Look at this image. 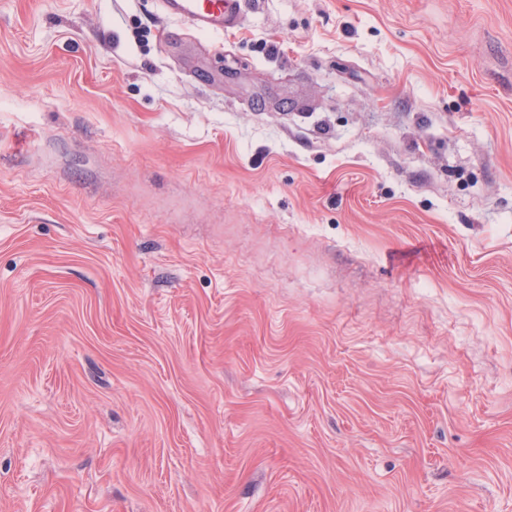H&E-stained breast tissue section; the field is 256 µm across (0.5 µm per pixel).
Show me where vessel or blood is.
Masks as SVG:
<instances>
[{"label": "vessel or blood", "instance_id": "1", "mask_svg": "<svg viewBox=\"0 0 512 512\" xmlns=\"http://www.w3.org/2000/svg\"><path fill=\"white\" fill-rule=\"evenodd\" d=\"M245 0H160L164 15L186 22L191 32L224 34L241 26Z\"/></svg>", "mask_w": 512, "mask_h": 512}]
</instances>
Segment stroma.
I'll return each mask as SVG.
<instances>
[{"label": "stroma", "mask_w": 512, "mask_h": 512, "mask_svg": "<svg viewBox=\"0 0 512 512\" xmlns=\"http://www.w3.org/2000/svg\"><path fill=\"white\" fill-rule=\"evenodd\" d=\"M0 0V512H512V0ZM165 16L186 22L194 34H219L241 26L244 0H160Z\"/></svg>", "instance_id": "stroma-1"}]
</instances>
